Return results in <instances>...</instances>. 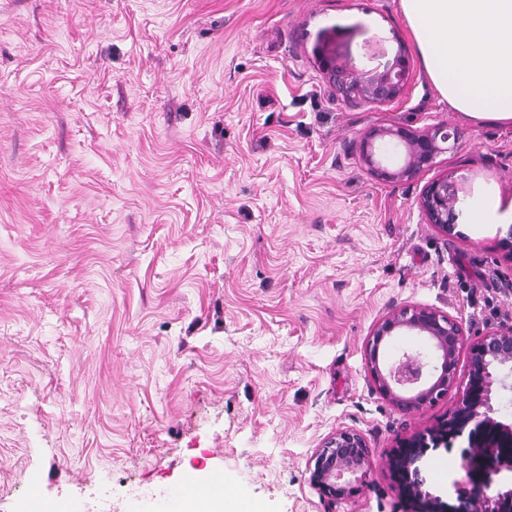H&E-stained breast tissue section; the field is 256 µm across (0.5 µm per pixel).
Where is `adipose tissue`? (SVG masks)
Here are the masks:
<instances>
[{
    "instance_id": "1",
    "label": "adipose tissue",
    "mask_w": 512,
    "mask_h": 512,
    "mask_svg": "<svg viewBox=\"0 0 512 512\" xmlns=\"http://www.w3.org/2000/svg\"><path fill=\"white\" fill-rule=\"evenodd\" d=\"M443 99L477 121L512 125V0H401Z\"/></svg>"
}]
</instances>
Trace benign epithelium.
<instances>
[{"mask_svg": "<svg viewBox=\"0 0 512 512\" xmlns=\"http://www.w3.org/2000/svg\"><path fill=\"white\" fill-rule=\"evenodd\" d=\"M322 64L336 91L347 101L384 103L404 89L406 69L402 59L367 80L351 76L328 60ZM387 137L405 149L404 163L395 170L376 158L375 142ZM458 141V131L446 123L419 132L401 127L374 128L363 141L362 157L379 178L408 180ZM457 202L455 186L446 178L429 183L420 197L428 223L446 237L455 235ZM399 330L422 336L431 345V353L404 352L380 363L382 343ZM465 336L463 323L442 311L414 304L396 307L371 332L367 343L370 376L394 408L415 413L447 397L454 387ZM501 369L512 370V325L489 331L472 344L469 386L452 413L436 427L400 442L387 454L388 468L402 496L412 505L411 512H512V485L500 482L503 472L512 473V423L491 416L494 390L512 391V384L498 377ZM463 435L468 440V446L462 449L467 484L456 487V503L450 504L422 490L423 481L415 464L429 445L451 448ZM312 463L311 484L338 501L364 484L373 458L359 431L342 429L323 440Z\"/></svg>", "mask_w": 512, "mask_h": 512, "instance_id": "obj_1", "label": "benign epithelium"}]
</instances>
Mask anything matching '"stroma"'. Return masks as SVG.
I'll return each instance as SVG.
<instances>
[{
    "mask_svg": "<svg viewBox=\"0 0 512 512\" xmlns=\"http://www.w3.org/2000/svg\"><path fill=\"white\" fill-rule=\"evenodd\" d=\"M403 92L346 102L322 67ZM459 133L410 180L361 147L379 127ZM454 181L457 237L419 197ZM512 126L469 119L430 82L400 0H0V512L28 502L161 512L185 471L223 470L264 512H406L385 458L469 381L413 414L376 389L365 346L393 308L512 323ZM349 428L374 466L332 501L309 482ZM428 449L454 500L461 451Z\"/></svg>",
    "mask_w": 512,
    "mask_h": 512,
    "instance_id": "35a3bbf8",
    "label": "stroma"
}]
</instances>
